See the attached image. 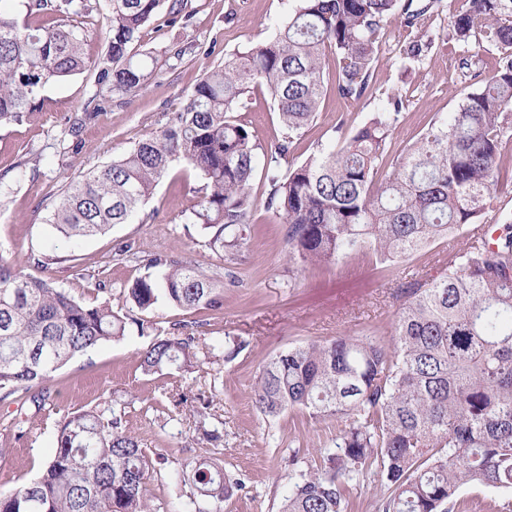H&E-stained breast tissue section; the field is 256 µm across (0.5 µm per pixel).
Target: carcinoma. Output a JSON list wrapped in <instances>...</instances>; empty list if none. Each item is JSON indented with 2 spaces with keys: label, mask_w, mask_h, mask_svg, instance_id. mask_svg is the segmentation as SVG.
I'll use <instances>...</instances> for the list:
<instances>
[{
  "label": "carcinoma",
  "mask_w": 512,
  "mask_h": 512,
  "mask_svg": "<svg viewBox=\"0 0 512 512\" xmlns=\"http://www.w3.org/2000/svg\"><path fill=\"white\" fill-rule=\"evenodd\" d=\"M269 40L224 59L188 95L161 130L124 156L68 184L47 223L76 243L126 224L175 162L195 172V202L185 214L206 245L229 256L250 234L252 179L264 157L265 208L286 225L296 267L331 264L355 250L396 261L493 212L503 145L512 140V54L500 58L484 86L463 94L457 109L432 122L408 151L374 180L387 141L400 122L401 94L389 108L330 147L282 168L293 140L316 117L324 80L347 108L360 106L373 78L378 39L402 11L414 31L404 58L421 63L435 39L424 16L442 0H298ZM448 17V39L467 47L461 79L480 62V40L512 48V0H466ZM20 11L0 4V125L18 124L44 102V87L96 70L100 103L130 96L154 70L135 46L156 21L188 17L184 0H106L105 58L85 52L82 28L71 23L75 0H23ZM334 69L326 72V59ZM266 89L284 133L263 148L234 119L249 89ZM443 272L401 289L392 342L336 336L282 351L261 369L253 404L269 418L287 410L341 424L334 449L294 471L279 512H348L347 485L369 472L390 490L382 512H455L469 484L512 491V233L494 246L477 237L448 251ZM127 288L142 312L160 304L185 311L219 310L224 289L204 271L155 255ZM127 322L105 300L91 304L18 266L0 264V390L27 393L52 379L74 357L123 338ZM147 374L198 362L195 337L174 329L138 353ZM122 411L89 408L58 429L40 474L0 492V512H152L147 480L164 458L121 429ZM180 497L206 512L245 488L210 457L181 466Z\"/></svg>",
  "instance_id": "1"
}]
</instances>
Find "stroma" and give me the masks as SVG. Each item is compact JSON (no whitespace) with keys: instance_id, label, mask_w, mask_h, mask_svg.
Here are the masks:
<instances>
[{"instance_id":"1","label":"stroma","mask_w":512,"mask_h":512,"mask_svg":"<svg viewBox=\"0 0 512 512\" xmlns=\"http://www.w3.org/2000/svg\"><path fill=\"white\" fill-rule=\"evenodd\" d=\"M297 0H187L189 19L172 28L147 25L141 32L143 51L152 53L157 74L131 96L105 102L103 112L89 114L97 86L94 71L48 84L43 94L51 111L37 120L0 125V263H22L31 277L53 281L73 296L95 301L94 287L105 283L114 310L128 312L122 292L140 277L141 262L121 255L132 244L145 255H163L204 270L224 290L219 310L183 311L164 304L138 313L123 339L102 344L70 361L54 381L33 387L30 397L0 400V491L36 477L50 456L60 423L80 408L113 402L125 413L123 428L143 447L166 459L152 474L148 495L156 512H178L179 462L222 452L227 471L246 486L224 501L222 512H277L291 486L286 463L290 449L308 458L332 447L335 419L319 421L291 410L271 420L251 400L262 366L289 347L335 336L391 341L400 300L396 289L405 279L440 275L449 247H464L458 233L395 263L380 261L368 250L350 252L331 265L295 269L283 225L265 210L267 187L263 169L252 181L255 208L251 234L237 259L210 250L196 226L184 223L193 203V174L173 164L151 199L131 223L117 224L105 234L73 247L49 234L47 217L62 188L89 170L127 153L146 134L165 126L179 112L195 85L224 57L274 36L294 12ZM393 16L379 42L373 84L375 98L356 109H342L333 88H326L315 120L295 139L288 161L299 164L322 148L340 144V131H354L387 105L386 92H400L404 108L381 163L388 173L394 156L425 132L435 117L457 107L462 85L480 89L485 70L502 50L486 44L482 66L461 80L458 43L448 40L447 13L431 14L429 30L436 48L421 64L401 60L406 31ZM186 49L182 59L166 55L172 44ZM237 119L262 146L281 139L283 127L274 103L263 88L250 93ZM57 250L64 262L38 265L41 254ZM180 326L200 345L244 340L245 349L232 361L205 360L194 373L173 369L164 375L143 374L138 353L156 330ZM45 398L35 407L34 396ZM208 401L205 417L190 415L181 398ZM219 430V442L206 433Z\"/></svg>"}]
</instances>
